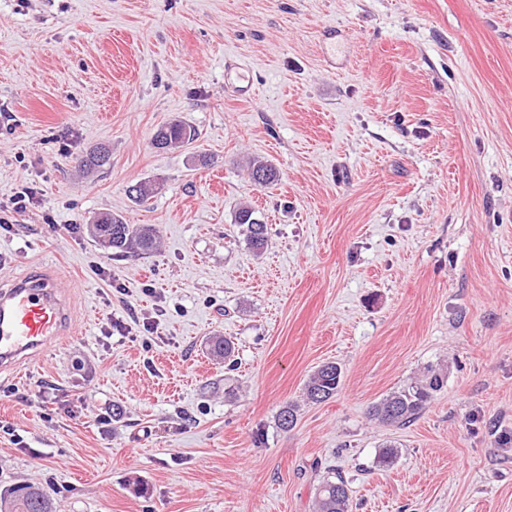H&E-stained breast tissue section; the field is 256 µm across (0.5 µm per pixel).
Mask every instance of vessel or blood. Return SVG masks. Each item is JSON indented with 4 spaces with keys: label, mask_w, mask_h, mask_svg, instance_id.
Segmentation results:
<instances>
[{
    "label": "vessel or blood",
    "mask_w": 512,
    "mask_h": 512,
    "mask_svg": "<svg viewBox=\"0 0 512 512\" xmlns=\"http://www.w3.org/2000/svg\"><path fill=\"white\" fill-rule=\"evenodd\" d=\"M224 82L236 95L255 94L248 66L225 63ZM70 326V308L53 276L36 270L0 284V373L17 369L31 353L58 344Z\"/></svg>",
    "instance_id": "vessel-or-blood-1"
}]
</instances>
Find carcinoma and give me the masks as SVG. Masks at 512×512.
Returning <instances> with one entry per match:
<instances>
[{"label": "carcinoma", "mask_w": 512, "mask_h": 512, "mask_svg": "<svg viewBox=\"0 0 512 512\" xmlns=\"http://www.w3.org/2000/svg\"><path fill=\"white\" fill-rule=\"evenodd\" d=\"M156 134H165L171 147L178 148L196 140V130L187 123L173 119L157 129ZM110 154L103 147L86 153L80 166L90 170L101 168L109 163ZM262 176L261 187L275 185L280 178L277 169L262 160L253 162L250 167L252 180ZM235 223L242 227L248 245L261 252L268 245V227L258 216V211L241 207L235 214ZM88 236L99 250L107 255H147L155 250L158 231L152 224H128L116 213L100 214L94 223L87 225ZM212 351L234 366L235 347L225 339L212 342ZM342 382V369L339 364L329 362L322 365L305 385V397L312 403H323L336 395ZM444 384L439 373H432L425 379L411 382L386 395L372 405L369 414L377 421L392 426L404 427L414 422L430 402L433 393ZM298 405L284 403L277 413L278 427L284 431L292 429L297 422ZM319 512H349L350 499L345 478L333 473L319 483L316 488ZM0 512H55L52 498L42 487L19 484L0 493Z\"/></svg>", "instance_id": "obj_1"}]
</instances>
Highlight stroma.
<instances>
[{"instance_id":"1","label":"stroma","mask_w":512,"mask_h":512,"mask_svg":"<svg viewBox=\"0 0 512 512\" xmlns=\"http://www.w3.org/2000/svg\"><path fill=\"white\" fill-rule=\"evenodd\" d=\"M228 58L253 99L227 92ZM174 118L198 139L154 148ZM99 146L109 165L81 169ZM104 212L155 225L156 249L104 255ZM38 263L72 323L0 375V491L315 512L333 469L350 512H512V0H0V280ZM330 361L338 393L305 402ZM431 367L445 383L413 423L369 416ZM258 213L255 209L240 207L235 214V224L242 227L248 245L260 253L268 245V225Z\"/></svg>"}]
</instances>
